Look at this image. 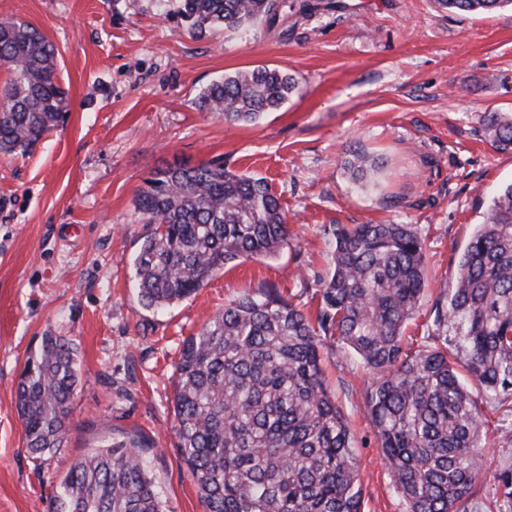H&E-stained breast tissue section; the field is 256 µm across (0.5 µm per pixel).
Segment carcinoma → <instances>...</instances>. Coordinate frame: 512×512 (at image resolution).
Masks as SVG:
<instances>
[{"mask_svg":"<svg viewBox=\"0 0 512 512\" xmlns=\"http://www.w3.org/2000/svg\"><path fill=\"white\" fill-rule=\"evenodd\" d=\"M459 13L512 8V0H434ZM288 0H180L192 32L274 22ZM0 153L32 149L66 112L57 53L29 23L0 20ZM296 88L288 73L256 67L211 82L200 107L255 123ZM492 147L512 150V113L492 112ZM380 161L354 153L356 179ZM155 229L130 260L144 307L170 306L230 264L276 256L289 245L288 217L262 178L218 161L167 164L135 198ZM334 268L321 281L311 320L274 288L224 305L182 346L175 380L177 448L207 512H362L349 423L321 365L324 340L353 351L374 376L367 409L393 487L407 512H502L512 508V465L480 500L488 418L468 389L512 414V183L494 196L460 255L456 286L439 293L424 341L403 350L422 308L425 241L414 224H338ZM79 381L78 349L49 332L28 357L16 409L26 448L40 459L67 439ZM133 438L95 448L71 465L53 512H169Z\"/></svg>","mask_w":512,"mask_h":512,"instance_id":"cac0c4a2","label":"carcinoma"}]
</instances>
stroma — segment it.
Segmentation results:
<instances>
[{
	"mask_svg": "<svg viewBox=\"0 0 512 512\" xmlns=\"http://www.w3.org/2000/svg\"><path fill=\"white\" fill-rule=\"evenodd\" d=\"M178 0H0V19L33 24L57 50L69 110L26 156L0 155V512H52L75 459L133 436L171 512H206L175 438L183 342L228 301L271 286L316 315L336 224L416 225L429 286L405 346H418L440 289L490 198L512 182V152L485 139L489 113L512 112V9L439 10L434 0H288L273 24L192 34ZM258 66L297 92L251 125L202 110L218 77ZM381 160L365 183L350 151ZM223 161L265 179L292 240L272 259L217 273L189 297L145 309L129 265L150 227L134 201L175 162ZM79 351L63 448L27 450L15 398L46 332ZM324 369L347 418L363 512H405L386 471L354 355L325 341Z\"/></svg>",
	"mask_w": 512,
	"mask_h": 512,
	"instance_id": "obj_1",
	"label": "stroma"
}]
</instances>
